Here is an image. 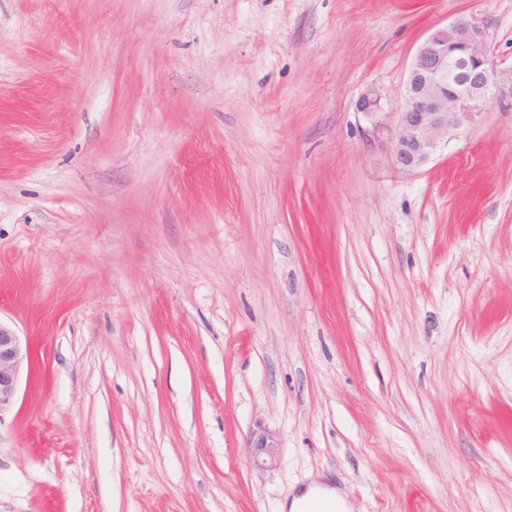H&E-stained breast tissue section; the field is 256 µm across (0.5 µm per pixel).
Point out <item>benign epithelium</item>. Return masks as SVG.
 I'll use <instances>...</instances> for the list:
<instances>
[{"mask_svg":"<svg viewBox=\"0 0 512 512\" xmlns=\"http://www.w3.org/2000/svg\"><path fill=\"white\" fill-rule=\"evenodd\" d=\"M403 104L395 128L381 120L373 135L387 136L394 166L415 170L458 132L477 123L492 102L512 105V65L501 66L489 55L487 33L474 17H460L434 29L417 49L402 92ZM34 355L9 325L0 322V412L18 392L23 367ZM249 447L257 463L278 462L276 432L260 428L251 433Z\"/></svg>","mask_w":512,"mask_h":512,"instance_id":"obj_1","label":"benign epithelium"}]
</instances>
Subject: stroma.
Here are the masks:
<instances>
[{
	"label": "stroma",
	"mask_w": 512,
	"mask_h": 512,
	"mask_svg": "<svg viewBox=\"0 0 512 512\" xmlns=\"http://www.w3.org/2000/svg\"><path fill=\"white\" fill-rule=\"evenodd\" d=\"M512 0H0V512H512V106L424 166L436 27ZM276 430L280 464L248 437ZM34 360L32 349L18 333L0 322V412L10 406L18 392L22 368ZM314 498L321 503L323 509H332L336 507L339 512H347L346 503L341 495L332 488L319 484L309 488L303 496L294 498L289 504V509L291 512H298L299 505L302 502L307 499Z\"/></svg>",
	"instance_id": "35a3bbf8"
}]
</instances>
